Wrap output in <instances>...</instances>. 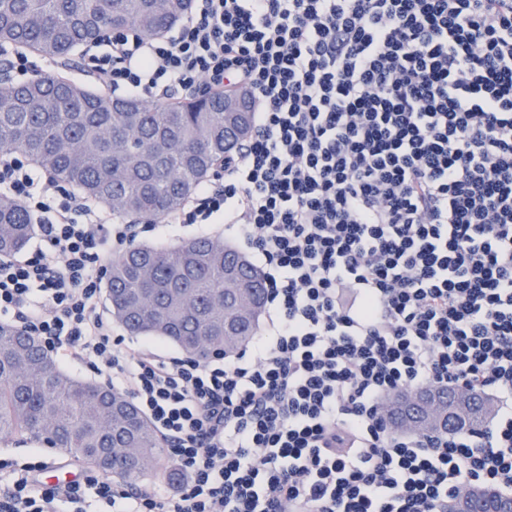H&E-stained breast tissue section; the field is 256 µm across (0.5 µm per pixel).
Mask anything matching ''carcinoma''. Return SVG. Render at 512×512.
I'll use <instances>...</instances> for the list:
<instances>
[{"label":"carcinoma","mask_w":512,"mask_h":512,"mask_svg":"<svg viewBox=\"0 0 512 512\" xmlns=\"http://www.w3.org/2000/svg\"><path fill=\"white\" fill-rule=\"evenodd\" d=\"M191 0H0V45L69 59L102 30L130 27L159 38ZM233 91L149 103L112 97L59 70L26 83L0 76V151L36 167L117 217L159 222L220 173L252 133V115L224 111ZM34 232L12 197L0 195V257L22 252ZM108 308L134 336L171 343L199 362L230 355L256 335L266 304L261 270L219 238L134 245L108 267ZM468 427L492 410L472 394ZM126 395L59 369L42 344L0 323V442L26 438L125 480L156 465L164 441L145 415L125 429L115 408Z\"/></svg>","instance_id":"1"}]
</instances>
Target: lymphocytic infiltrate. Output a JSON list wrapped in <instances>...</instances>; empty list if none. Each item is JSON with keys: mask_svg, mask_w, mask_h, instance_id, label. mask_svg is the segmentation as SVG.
<instances>
[{"mask_svg": "<svg viewBox=\"0 0 512 512\" xmlns=\"http://www.w3.org/2000/svg\"><path fill=\"white\" fill-rule=\"evenodd\" d=\"M147 98L249 88L254 132L173 215L223 218L264 269L270 336L200 363L130 349L99 305L106 223L16 151L0 195L40 230L0 259V319L88 365L153 422L176 488L50 486L0 462V512H448L512 491V0H197L178 31L94 59ZM493 392L472 434L394 430V393Z\"/></svg>", "mask_w": 512, "mask_h": 512, "instance_id": "lymphocytic-infiltrate-1", "label": "lymphocytic infiltrate"}]
</instances>
